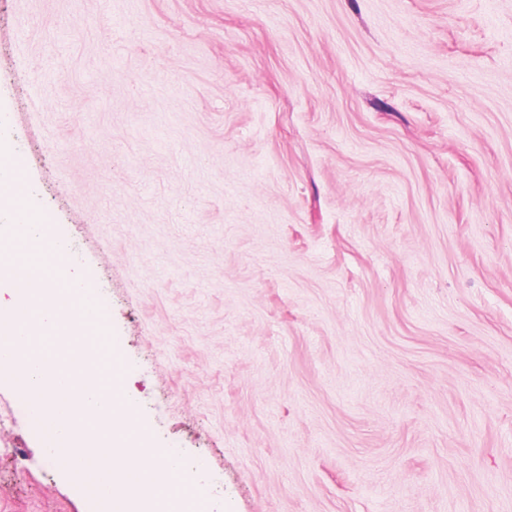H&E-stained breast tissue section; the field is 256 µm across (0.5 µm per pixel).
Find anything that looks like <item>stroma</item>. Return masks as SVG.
Masks as SVG:
<instances>
[{
	"label": "stroma",
	"mask_w": 512,
	"mask_h": 512,
	"mask_svg": "<svg viewBox=\"0 0 512 512\" xmlns=\"http://www.w3.org/2000/svg\"><path fill=\"white\" fill-rule=\"evenodd\" d=\"M0 111L211 512H512V0H0Z\"/></svg>",
	"instance_id": "stroma-1"
}]
</instances>
